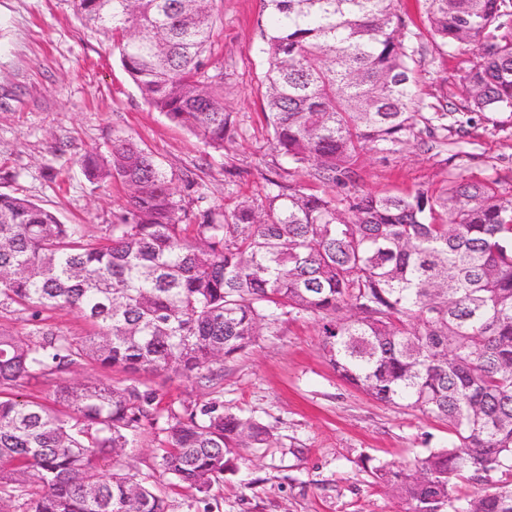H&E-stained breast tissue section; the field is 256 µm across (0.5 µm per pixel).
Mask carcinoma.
<instances>
[{
	"instance_id": "carcinoma-1",
	"label": "carcinoma",
	"mask_w": 512,
	"mask_h": 512,
	"mask_svg": "<svg viewBox=\"0 0 512 512\" xmlns=\"http://www.w3.org/2000/svg\"><path fill=\"white\" fill-rule=\"evenodd\" d=\"M265 118L271 147L316 190L266 179L226 212L189 210L152 156L117 138L87 175L121 182L116 221L93 239L52 210L0 193V505L23 512H168L157 482L203 502L270 430L214 395L166 403L151 388L70 383L84 365L213 367L254 345L280 316L311 317L338 377L386 405L448 425V443L372 471L405 512H512V197L459 165L435 188L352 193L365 151L448 143V112L418 92L416 45L429 34L476 48L460 75L467 111L512 112V0H426L412 27L398 0H267ZM112 43L144 103L214 149L232 115L218 45V0H72ZM89 326L59 332L44 313ZM58 379L52 403L22 398ZM152 430L156 473L102 472ZM474 488L461 498L457 480ZM50 316L48 323L54 329L74 336H85L89 330L86 323L75 312L63 310L47 313Z\"/></svg>"
}]
</instances>
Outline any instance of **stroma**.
Listing matches in <instances>:
<instances>
[{
    "label": "stroma",
    "mask_w": 512,
    "mask_h": 512,
    "mask_svg": "<svg viewBox=\"0 0 512 512\" xmlns=\"http://www.w3.org/2000/svg\"><path fill=\"white\" fill-rule=\"evenodd\" d=\"M219 49L210 62L224 71V106L234 126L222 150L152 111L117 54L77 18L71 0H0V192L49 207L63 223L102 235L124 202L120 183L90 180L79 161L108 154L115 138L151 153L183 191L192 174L210 205L232 210L262 195L264 179L286 161L268 146L264 121V0H221ZM473 47L440 51L423 37L417 59L422 97L453 101L455 119L470 120L468 173L496 178L512 194V113L469 117L458 78ZM453 163L439 148L412 146L370 153L358 164L361 192L405 193L439 186ZM316 321L281 316L247 352L215 369L224 407L270 428L273 445L247 451L206 503L161 485L168 512H404L374 481L372 470L401 463L448 441L440 422L379 403L336 374ZM146 383L163 400L207 399L196 379L168 371Z\"/></svg>",
    "instance_id": "1"
}]
</instances>
